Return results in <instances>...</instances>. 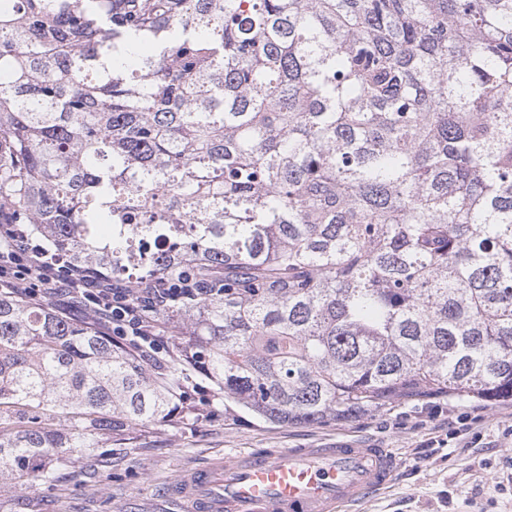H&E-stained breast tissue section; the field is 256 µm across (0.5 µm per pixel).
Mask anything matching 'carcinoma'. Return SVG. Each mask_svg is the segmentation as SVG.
<instances>
[{
	"mask_svg": "<svg viewBox=\"0 0 512 512\" xmlns=\"http://www.w3.org/2000/svg\"><path fill=\"white\" fill-rule=\"evenodd\" d=\"M202 281L190 358L0 292V480L166 423L512 401V0H0V206Z\"/></svg>",
	"mask_w": 512,
	"mask_h": 512,
	"instance_id": "carcinoma-1",
	"label": "carcinoma"
}]
</instances>
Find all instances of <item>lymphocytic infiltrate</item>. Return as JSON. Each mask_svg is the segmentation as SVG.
Masks as SVG:
<instances>
[{"mask_svg": "<svg viewBox=\"0 0 512 512\" xmlns=\"http://www.w3.org/2000/svg\"><path fill=\"white\" fill-rule=\"evenodd\" d=\"M22 292L33 299L64 295L74 299L102 329L120 338L150 345L161 341L158 317L178 293L176 283L159 278L134 290L103 275H88L57 252L37 244L28 225L0 209V291Z\"/></svg>", "mask_w": 512, "mask_h": 512, "instance_id": "f902f5d3", "label": "lymphocytic infiltrate"}]
</instances>
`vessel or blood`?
Listing matches in <instances>:
<instances>
[{
    "label": "vessel or blood",
    "mask_w": 512,
    "mask_h": 512,
    "mask_svg": "<svg viewBox=\"0 0 512 512\" xmlns=\"http://www.w3.org/2000/svg\"><path fill=\"white\" fill-rule=\"evenodd\" d=\"M389 448H268L196 470L172 488L185 512H345L386 490Z\"/></svg>",
    "instance_id": "1"
}]
</instances>
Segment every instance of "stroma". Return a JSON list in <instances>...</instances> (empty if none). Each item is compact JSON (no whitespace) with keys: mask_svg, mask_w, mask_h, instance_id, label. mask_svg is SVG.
<instances>
[{"mask_svg":"<svg viewBox=\"0 0 512 512\" xmlns=\"http://www.w3.org/2000/svg\"><path fill=\"white\" fill-rule=\"evenodd\" d=\"M188 394L177 422L131 428L108 454L75 455L56 484H1L0 512H179L170 486L214 459L339 439L382 444L400 462L390 488L360 512H512L511 402L395 400L352 421L278 425L225 408L202 378H192Z\"/></svg>","mask_w":512,"mask_h":512,"instance_id":"obj_1","label":"stroma"}]
</instances>
